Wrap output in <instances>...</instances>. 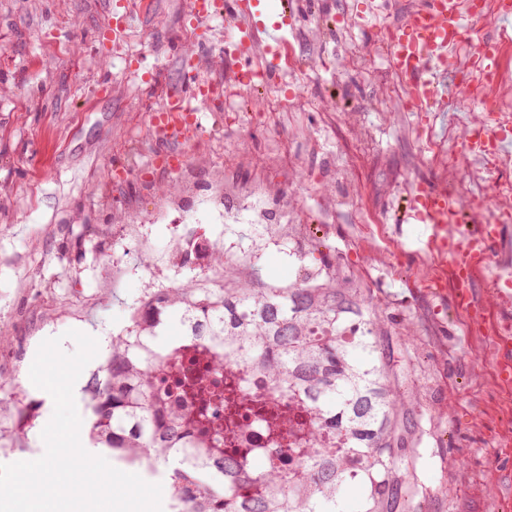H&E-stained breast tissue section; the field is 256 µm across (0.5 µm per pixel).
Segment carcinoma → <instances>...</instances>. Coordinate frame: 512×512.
<instances>
[{
	"label": "carcinoma",
	"mask_w": 512,
	"mask_h": 512,
	"mask_svg": "<svg viewBox=\"0 0 512 512\" xmlns=\"http://www.w3.org/2000/svg\"><path fill=\"white\" fill-rule=\"evenodd\" d=\"M151 304L182 323L196 306L210 311L193 323L201 344L193 355L205 368L184 371L181 353L158 346L157 327L136 310L84 391L94 443L150 471L177 458L168 488L173 512H346L343 477L356 463L373 475L362 512H399L415 480L396 462L411 452L410 413L398 411L389 358L375 324L363 319L356 289L338 288L334 278L270 288L255 275L226 276L222 288L196 281L165 288ZM354 323L361 331L349 336ZM226 357L254 367L274 394L313 399L316 447L294 449L291 467L251 470L211 432L209 410L224 390L212 387L210 373L224 370ZM33 412L18 395L0 401V418L9 414L17 436Z\"/></svg>",
	"instance_id": "carcinoma-1"
}]
</instances>
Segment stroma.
Here are the masks:
<instances>
[{"label":"stroma","mask_w":512,"mask_h":512,"mask_svg":"<svg viewBox=\"0 0 512 512\" xmlns=\"http://www.w3.org/2000/svg\"><path fill=\"white\" fill-rule=\"evenodd\" d=\"M417 0H261L269 17L293 5L288 32L293 68L271 90L256 85L240 111L219 100L199 114L197 144L174 143L187 159H210L247 179L271 172L273 190L290 191L305 236L321 241L313 261L330 259L336 282L357 289L366 320L377 322L391 368L413 418L406 444L416 473L418 512H512V403L497 374V347L453 300L443 259L424 250V225L401 217L422 184L459 195L512 184V166L447 165L461 127L483 104L451 97L437 112L396 104L409 81L384 42ZM469 39L499 51L500 111L512 114V27L499 18L470 26ZM216 84L238 67L224 53V21L196 27L191 0H0V374L37 405L19 439L0 421V464L40 453L36 433L48 410L29 384V353L45 334L89 325L106 334L130 324L151 288L179 287L200 274L159 264L176 236L146 225V242L123 238L113 214L136 199L151 215L161 192L176 188L147 133L152 111L171 92L187 94L189 67ZM291 111L284 126L255 132L274 97ZM240 141L241 160L224 146ZM137 174L114 191V167ZM154 268L155 278L117 274Z\"/></svg>","instance_id":"stroma-1"}]
</instances>
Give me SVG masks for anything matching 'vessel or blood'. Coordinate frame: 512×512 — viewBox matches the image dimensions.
<instances>
[{
  "label": "vessel or blood",
  "instance_id": "1",
  "mask_svg": "<svg viewBox=\"0 0 512 512\" xmlns=\"http://www.w3.org/2000/svg\"><path fill=\"white\" fill-rule=\"evenodd\" d=\"M478 0H420L417 7L401 25L387 36V48L395 60L396 69L410 79L408 102L417 111L425 112L435 103L436 93L430 78L432 70L439 68L451 50L463 40L469 19L475 14ZM252 0H228L225 24L247 34L248 38H263L269 59L264 77L278 81L280 58L278 48L287 44L283 31L290 24V17L273 25H266L257 12L252 11ZM184 96L169 97L161 113L153 117V127L160 140L174 138L179 112L185 111ZM462 137L473 152H481L484 146H493L495 151L512 147V138L506 137L499 127L484 120L470 121L463 129ZM417 206L409 214L410 220L426 224L429 230L428 249L447 255L451 275H458L464 262L475 263L480 270L490 268L494 249L504 237V225L479 224L466 236H446L445 230L458 215L455 196L430 185L418 186L415 190ZM454 297L465 303L470 313L480 321L491 320L499 327L502 338L499 346L504 357L500 360L503 377L512 376V291L495 288L493 300L478 301L471 288L455 289Z\"/></svg>",
  "mask_w": 512,
  "mask_h": 512
}]
</instances>
